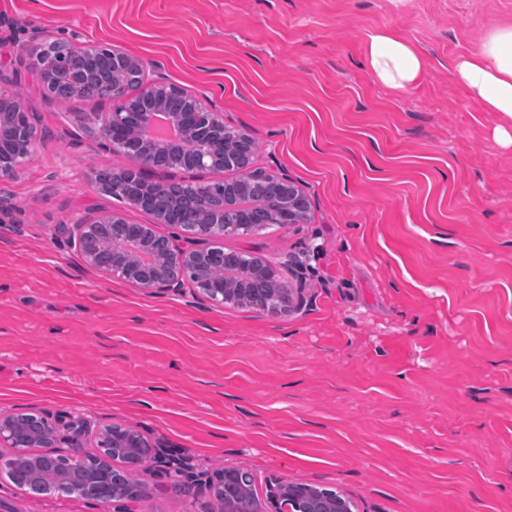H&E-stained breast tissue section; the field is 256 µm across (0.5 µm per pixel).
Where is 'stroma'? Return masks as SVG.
<instances>
[{
	"mask_svg": "<svg viewBox=\"0 0 512 512\" xmlns=\"http://www.w3.org/2000/svg\"><path fill=\"white\" fill-rule=\"evenodd\" d=\"M509 24L512 0H0V72L36 129L0 178V414L130 428L194 473L183 492L142 477L131 512H218L224 468L352 512H512V145L451 72ZM376 31L421 53L419 83L376 80ZM53 40L140 59L306 193L309 221L226 242L301 307H221L84 262L76 224L151 218L92 183L126 163L98 144L116 100L51 97L28 70ZM9 454L0 512H105L17 488Z\"/></svg>",
	"mask_w": 512,
	"mask_h": 512,
	"instance_id": "35a3bbf8",
	"label": "stroma"
}]
</instances>
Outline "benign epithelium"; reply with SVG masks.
<instances>
[{"mask_svg": "<svg viewBox=\"0 0 512 512\" xmlns=\"http://www.w3.org/2000/svg\"><path fill=\"white\" fill-rule=\"evenodd\" d=\"M70 46L53 42L38 49L44 61V85L55 95L54 86ZM90 57L107 55L103 69L74 71L70 78L81 81L93 76L110 86V96L120 95L123 74L139 66L138 60L117 50L92 46ZM11 80L0 73V147L9 146V153L0 151V177L17 174L33 155L36 131L19 98L8 90ZM167 111L169 121L181 132L200 144L197 152L187 154L183 142L154 141L127 134L133 126L149 125L151 117ZM106 147L120 145L127 164L120 171L124 178L127 201L137 208L156 205V185L141 178L140 169L172 155L182 168L208 170L212 166V150L224 148L223 121L208 111L196 96L166 81L142 84L141 92L128 99L122 109L111 112L98 129ZM250 179L238 183L224 199L206 211L196 224H176L182 234L157 237L146 225L127 223L117 212L101 211L76 225L77 244L83 260L108 278H118L135 288L179 291L185 280H191L213 303L239 307L248 302L249 288L264 283L279 291L281 276L275 265L251 253L224 252L217 255L204 245L209 239L242 237L253 229L241 214L251 186L273 178L288 193L293 207L272 213L273 222L283 226L295 223L294 213L308 206L304 192L288 178L246 165ZM87 422L70 419L59 424L46 422L37 434L38 446L50 449V455L81 460Z\"/></svg>", "mask_w": 512, "mask_h": 512, "instance_id": "1", "label": "benign epithelium"}]
</instances>
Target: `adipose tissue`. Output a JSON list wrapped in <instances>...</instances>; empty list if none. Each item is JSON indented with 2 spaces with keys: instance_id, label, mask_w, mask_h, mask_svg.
I'll return each instance as SVG.
<instances>
[{
  "instance_id": "1",
  "label": "adipose tissue",
  "mask_w": 512,
  "mask_h": 512,
  "mask_svg": "<svg viewBox=\"0 0 512 512\" xmlns=\"http://www.w3.org/2000/svg\"><path fill=\"white\" fill-rule=\"evenodd\" d=\"M368 60L376 79L392 89L417 83L425 72L420 54L385 32L370 34ZM453 75L485 111L497 114L498 135L512 144V25L489 30L478 52L456 59Z\"/></svg>"
}]
</instances>
